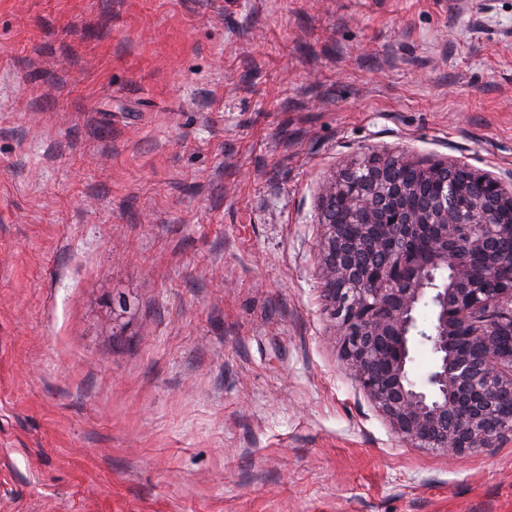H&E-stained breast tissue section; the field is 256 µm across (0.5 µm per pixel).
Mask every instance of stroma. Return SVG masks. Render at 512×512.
I'll return each instance as SVG.
<instances>
[{
    "label": "stroma",
    "mask_w": 512,
    "mask_h": 512,
    "mask_svg": "<svg viewBox=\"0 0 512 512\" xmlns=\"http://www.w3.org/2000/svg\"><path fill=\"white\" fill-rule=\"evenodd\" d=\"M372 150L512 172V0H0V512H512L341 360Z\"/></svg>",
    "instance_id": "stroma-1"
}]
</instances>
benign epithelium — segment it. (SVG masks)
<instances>
[{
  "label": "benign epithelium",
  "instance_id": "benign-epithelium-1",
  "mask_svg": "<svg viewBox=\"0 0 512 512\" xmlns=\"http://www.w3.org/2000/svg\"><path fill=\"white\" fill-rule=\"evenodd\" d=\"M318 223L343 359L392 431L452 459L512 436V173L369 152L322 186Z\"/></svg>",
  "mask_w": 512,
  "mask_h": 512
}]
</instances>
